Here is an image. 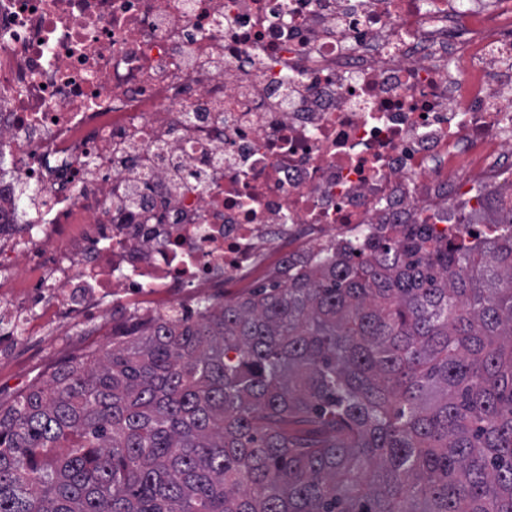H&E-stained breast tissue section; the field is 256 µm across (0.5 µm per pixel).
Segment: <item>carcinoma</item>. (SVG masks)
<instances>
[{"instance_id": "1", "label": "carcinoma", "mask_w": 512, "mask_h": 512, "mask_svg": "<svg viewBox=\"0 0 512 512\" xmlns=\"http://www.w3.org/2000/svg\"><path fill=\"white\" fill-rule=\"evenodd\" d=\"M0 512H512V214L129 324L0 403Z\"/></svg>"}]
</instances>
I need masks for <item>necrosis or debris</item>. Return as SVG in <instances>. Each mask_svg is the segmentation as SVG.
<instances>
[{
	"mask_svg": "<svg viewBox=\"0 0 512 512\" xmlns=\"http://www.w3.org/2000/svg\"><path fill=\"white\" fill-rule=\"evenodd\" d=\"M482 0H0V324L120 329L407 224L512 210ZM256 28L234 57L229 34ZM288 86V107L266 92ZM205 172L202 184L178 169ZM255 194L256 213L231 205Z\"/></svg>",
	"mask_w": 512,
	"mask_h": 512,
	"instance_id": "obj_1",
	"label": "necrosis or debris"
}]
</instances>
